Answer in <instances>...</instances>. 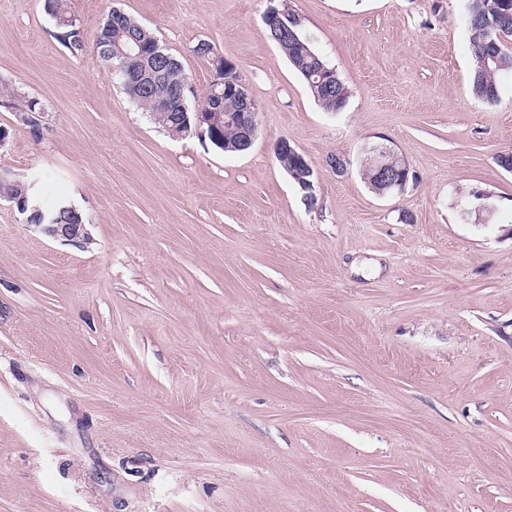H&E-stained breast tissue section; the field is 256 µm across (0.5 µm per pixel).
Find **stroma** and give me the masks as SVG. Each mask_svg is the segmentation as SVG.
<instances>
[{"mask_svg":"<svg viewBox=\"0 0 512 512\" xmlns=\"http://www.w3.org/2000/svg\"><path fill=\"white\" fill-rule=\"evenodd\" d=\"M351 95L324 110L268 38V0L119 6L182 63H235L258 133L228 153L157 128L42 0H0V166L66 197L90 241L0 203V512H512V78L470 91L462 0H287ZM314 168L315 205L279 166ZM367 143L405 156L376 195ZM351 164L345 175L332 155ZM493 214L460 216L472 188ZM14 108L16 114L22 115L21 112H43V106L37 100H24L17 99V94L11 86L0 80V106ZM275 154H276V157L280 165V167L285 171V169L288 171V165L289 163L292 162V164L294 165L295 168H298V169H295V171L291 170V173H296L297 175V178L296 180L298 181V183L300 184L301 186V190L305 191L306 192V200L309 199V201H311L313 198H312V194H311V191H312V180L310 179L313 172H312V168H311V165L310 163L308 162V160L305 159L304 155L300 152H298L296 150L295 147H293L290 142H288L287 140H281L279 141L276 146H275ZM285 168V169H284ZM304 174H309L310 178L305 181L302 177V175ZM363 153H375L394 158L393 162L379 165L384 160L383 156L370 155L365 158L363 165V178L365 183L371 189L376 186L375 173L377 171V182L380 186V195L391 194L395 191L403 192L406 186L407 177L410 172L409 165L402 155L391 150L388 146L372 144L363 148ZM399 161L400 168H397L396 162ZM379 165V166H378ZM399 173H403L404 177L400 178Z\"/></svg>","mask_w":512,"mask_h":512,"instance_id":"35a3bbf8","label":"stroma"}]
</instances>
